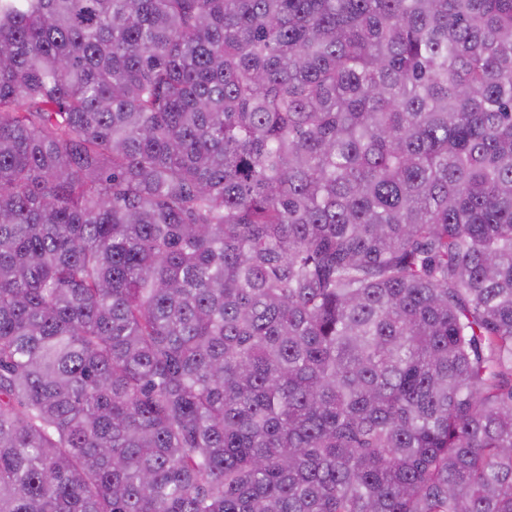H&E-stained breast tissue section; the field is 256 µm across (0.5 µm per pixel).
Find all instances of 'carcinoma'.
<instances>
[{
    "label": "carcinoma",
    "mask_w": 512,
    "mask_h": 512,
    "mask_svg": "<svg viewBox=\"0 0 512 512\" xmlns=\"http://www.w3.org/2000/svg\"><path fill=\"white\" fill-rule=\"evenodd\" d=\"M0 512H512V0H0Z\"/></svg>",
    "instance_id": "cac0c4a2"
}]
</instances>
